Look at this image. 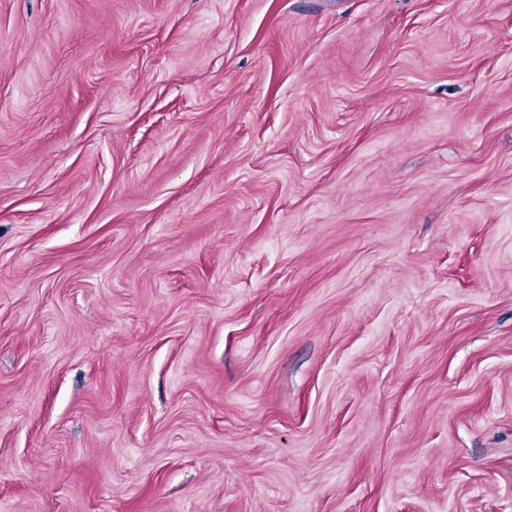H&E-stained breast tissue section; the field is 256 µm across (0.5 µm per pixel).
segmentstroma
<instances>
[{
    "instance_id": "obj_1",
    "label": "stroma",
    "mask_w": 512,
    "mask_h": 512,
    "mask_svg": "<svg viewBox=\"0 0 512 512\" xmlns=\"http://www.w3.org/2000/svg\"><path fill=\"white\" fill-rule=\"evenodd\" d=\"M0 512H512V0H0Z\"/></svg>"
}]
</instances>
